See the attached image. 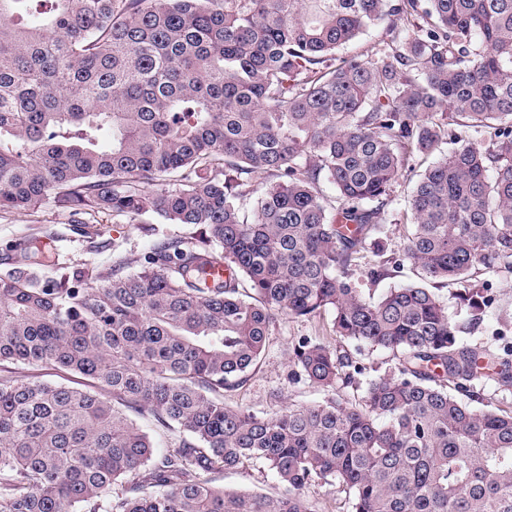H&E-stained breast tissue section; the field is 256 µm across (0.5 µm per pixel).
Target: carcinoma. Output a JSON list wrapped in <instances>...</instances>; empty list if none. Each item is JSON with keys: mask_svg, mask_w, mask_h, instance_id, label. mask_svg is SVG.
<instances>
[{"mask_svg": "<svg viewBox=\"0 0 512 512\" xmlns=\"http://www.w3.org/2000/svg\"><path fill=\"white\" fill-rule=\"evenodd\" d=\"M384 19L386 48L336 58ZM448 141L409 201L403 256L463 285L471 324L486 277L512 270V0H0V212L51 197L190 229L102 284L57 260L41 278V252L10 247L0 512H310L299 490L316 478L351 512H512V412L447 387L512 393V349L468 342L423 285L374 301L351 284L357 255L384 256L393 185ZM322 312L395 359L361 405L224 406L277 316ZM291 362L322 388L363 373L320 342ZM18 364L81 386L20 380ZM146 414L172 436L161 456ZM254 462L279 496L216 484Z\"/></svg>", "mask_w": 512, "mask_h": 512, "instance_id": "obj_1", "label": "carcinoma"}]
</instances>
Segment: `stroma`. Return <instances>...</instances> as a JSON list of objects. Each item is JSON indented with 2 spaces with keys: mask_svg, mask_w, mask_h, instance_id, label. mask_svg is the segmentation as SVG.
<instances>
[{
  "mask_svg": "<svg viewBox=\"0 0 512 512\" xmlns=\"http://www.w3.org/2000/svg\"><path fill=\"white\" fill-rule=\"evenodd\" d=\"M412 190V181L404 178L395 185L392 192V203L388 207L389 222L384 226L386 256L389 260L387 275L377 280L370 279L368 271L378 264L379 259L369 251L363 253L353 269L352 281L365 296L376 298L388 288L417 280L413 265L402 258L406 233L402 216ZM71 221L69 213L64 212L50 199L33 210L1 212L0 257L20 239L52 233L56 236V256L88 270L102 283L111 278L115 261H123L127 271L138 270L154 236H182L186 233L182 225L167 223L152 214L131 220L112 216L108 212L98 213L92 222L100 233L104 247L92 252L87 250L78 235L70 232ZM484 296L486 309L483 320L474 330L467 333V340L492 348L511 344L512 273L504 271L489 277ZM305 338L335 344L336 335L331 313L311 317H278L257 368L243 385L225 391V405L242 407L260 416L271 415L291 404L313 405L331 399L358 405L363 400L367 380L384 372L392 364V355L389 352L372 351L351 341L344 342V349L356 356L364 366L365 372L357 376L354 383L339 384L324 390L306 380H292L288 377L292 348L299 340ZM219 482L229 489L262 492L272 496L283 490L274 473L261 462L224 472Z\"/></svg>",
  "mask_w": 512,
  "mask_h": 512,
  "instance_id": "1",
  "label": "stroma"
}]
</instances>
